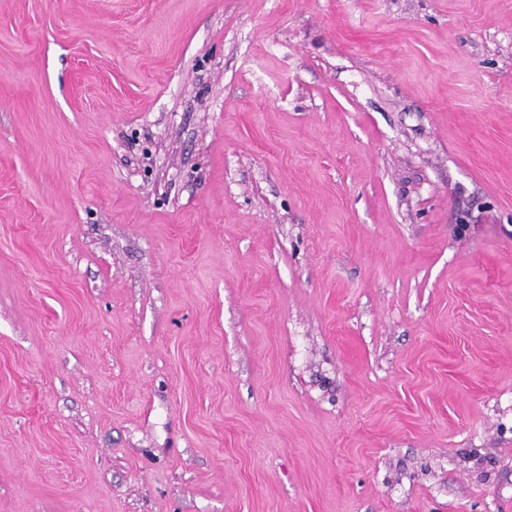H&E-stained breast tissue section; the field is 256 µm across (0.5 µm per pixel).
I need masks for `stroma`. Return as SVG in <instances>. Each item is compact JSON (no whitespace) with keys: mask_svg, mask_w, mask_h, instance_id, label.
<instances>
[{"mask_svg":"<svg viewBox=\"0 0 512 512\" xmlns=\"http://www.w3.org/2000/svg\"><path fill=\"white\" fill-rule=\"evenodd\" d=\"M0 512H512V0H0Z\"/></svg>","mask_w":512,"mask_h":512,"instance_id":"stroma-1","label":"stroma"}]
</instances>
